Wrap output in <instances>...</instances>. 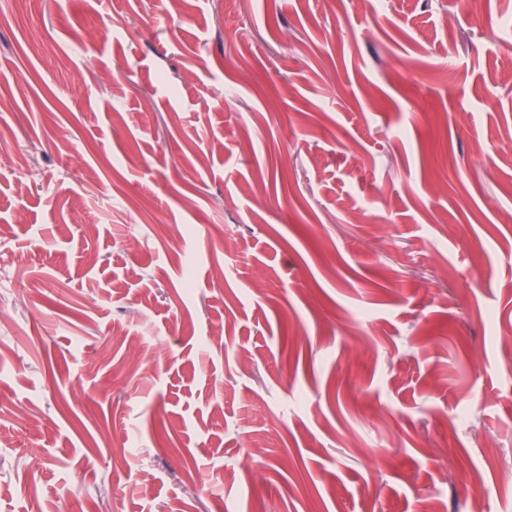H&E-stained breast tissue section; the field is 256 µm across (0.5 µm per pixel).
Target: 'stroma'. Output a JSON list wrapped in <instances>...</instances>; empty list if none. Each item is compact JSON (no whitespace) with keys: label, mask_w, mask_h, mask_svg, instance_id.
Listing matches in <instances>:
<instances>
[{"label":"stroma","mask_w":512,"mask_h":512,"mask_svg":"<svg viewBox=\"0 0 512 512\" xmlns=\"http://www.w3.org/2000/svg\"><path fill=\"white\" fill-rule=\"evenodd\" d=\"M457 5L0 0V512H512V0Z\"/></svg>","instance_id":"stroma-1"}]
</instances>
